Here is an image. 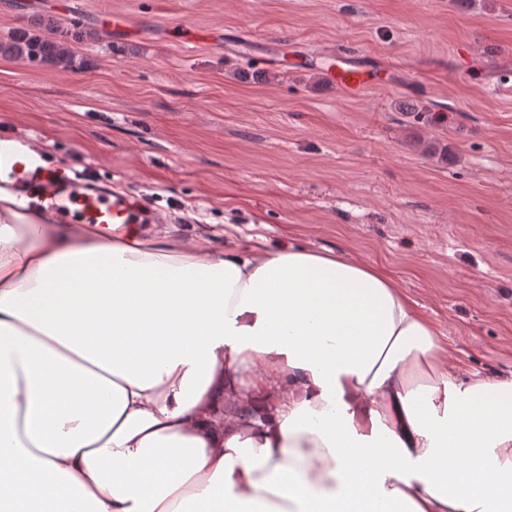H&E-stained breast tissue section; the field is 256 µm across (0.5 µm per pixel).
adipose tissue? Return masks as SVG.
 <instances>
[{
	"label": "adipose tissue",
	"mask_w": 512,
	"mask_h": 512,
	"mask_svg": "<svg viewBox=\"0 0 512 512\" xmlns=\"http://www.w3.org/2000/svg\"><path fill=\"white\" fill-rule=\"evenodd\" d=\"M15 204L0 512H512V377H460L382 267Z\"/></svg>",
	"instance_id": "obj_1"
}]
</instances>
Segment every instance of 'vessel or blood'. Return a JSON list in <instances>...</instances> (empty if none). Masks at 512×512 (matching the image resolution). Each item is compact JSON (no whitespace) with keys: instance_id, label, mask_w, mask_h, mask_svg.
<instances>
[{"instance_id":"obj_1","label":"vessel or blood","mask_w":512,"mask_h":512,"mask_svg":"<svg viewBox=\"0 0 512 512\" xmlns=\"http://www.w3.org/2000/svg\"><path fill=\"white\" fill-rule=\"evenodd\" d=\"M325 77L346 95L359 96L367 87V79L360 69L352 64L339 67H324ZM82 182L63 163L26 176L15 182L19 194L43 201L61 202V214L65 220L80 217L86 224H154L159 213L138 198L112 193L109 196L92 195L81 190Z\"/></svg>"}]
</instances>
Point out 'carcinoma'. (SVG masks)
Listing matches in <instances>:
<instances>
[{"label":"carcinoma","instance_id":"carcinoma-1","mask_svg":"<svg viewBox=\"0 0 512 512\" xmlns=\"http://www.w3.org/2000/svg\"><path fill=\"white\" fill-rule=\"evenodd\" d=\"M87 36L78 21L65 30L54 16L36 15L29 27L15 31L9 40L0 42V56L71 70L75 68L74 45Z\"/></svg>","mask_w":512,"mask_h":512}]
</instances>
